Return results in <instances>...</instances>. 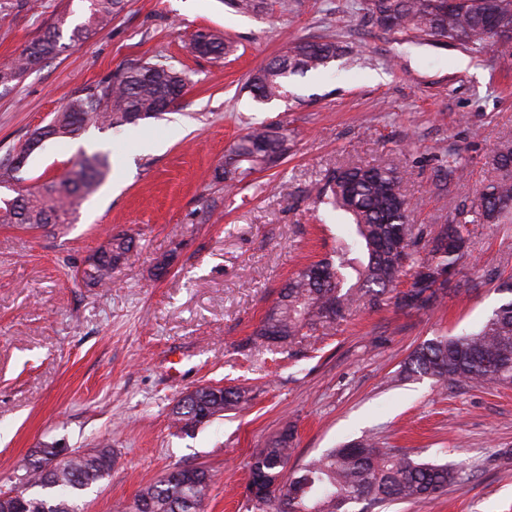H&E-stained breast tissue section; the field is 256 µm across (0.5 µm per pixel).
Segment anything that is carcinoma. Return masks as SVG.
I'll use <instances>...</instances> for the list:
<instances>
[{
	"label": "carcinoma",
	"mask_w": 512,
	"mask_h": 512,
	"mask_svg": "<svg viewBox=\"0 0 512 512\" xmlns=\"http://www.w3.org/2000/svg\"><path fill=\"white\" fill-rule=\"evenodd\" d=\"M87 18L72 30L79 41L112 21L125 8V0H85ZM237 13H258L265 0H227ZM362 10L373 22L391 30L418 36L443 37L471 49H484L500 41L502 28L512 40V0H363ZM65 20L47 28L28 45L17 61L0 67V87L6 88L28 68L58 55ZM202 42L204 55L215 59L232 45L211 29L198 31L193 43ZM340 52L333 40H297L261 65L251 75L247 89L259 102L281 101L289 93L290 79L319 71ZM187 84L184 73L164 62L134 63L97 87L76 96L56 113L53 122L31 133L17 151L30 156L34 146L47 138L74 137L86 126L124 127L160 114V101L176 103ZM288 136L270 125L253 127L240 136L215 170V180L232 190L243 179L276 166L288 154ZM441 187L460 179L463 166L448 155ZM491 164L498 177L479 192L474 210L437 228L420 255L411 250L412 205L403 192V177L395 167H338L327 171L316 187L319 201L344 211L351 220L359 257L319 260L301 265L288 279L274 305L252 333L251 343L282 351L333 327L360 306L379 309L388 304L401 310H425L442 304L456 287L452 275L471 261L468 224H512V141L497 146ZM106 156L93 154L58 179L24 195L0 200V224L38 229L49 224H69L78 203L93 194L107 174ZM127 234L112 237L111 247L87 260L80 276L86 286L108 280L121 257L132 247ZM406 276L410 288H394ZM511 298L496 307L473 332L436 336L423 342L404 362L401 376L429 378L436 383L455 381L478 386L512 385V278L500 285ZM252 389L202 385L172 408L174 425L189 431L204 424L207 415L247 404ZM295 429L284 426L278 435L253 456L250 483L257 487L250 499L253 512H367L393 503L433 500L448 486L467 475L462 465L439 464L364 436L331 448L299 468L290 466ZM53 445L36 449L25 469L22 499L11 512H79L77 501L112 470V449L104 445L90 454H79L66 468L48 470ZM214 474L180 479L171 474L146 486L127 512H202ZM361 509H356L357 505Z\"/></svg>",
	"instance_id": "obj_1"
}]
</instances>
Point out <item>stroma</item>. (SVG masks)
I'll use <instances>...</instances> for the list:
<instances>
[{
	"mask_svg": "<svg viewBox=\"0 0 512 512\" xmlns=\"http://www.w3.org/2000/svg\"><path fill=\"white\" fill-rule=\"evenodd\" d=\"M267 3L240 15L224 0H127L91 38L0 89L2 158L117 70L159 59L190 75L161 118L47 139L0 190L9 198L82 156H109V174L74 223L0 226V492L17 486L41 444L85 452L105 442L112 471L80 499L83 512H124L178 466L214 474L204 512H247L252 458L289 423L296 467L364 435L467 463L469 481L388 512H512V387L399 375L425 340L473 330L499 305L498 285L512 275V224L471 225L475 261L441 307L362 308L283 354L245 346L298 264L333 258L349 243L345 215L310 194L327 170L396 167L426 232L474 207L497 176L492 150L512 140V44L477 53L385 31L354 0ZM85 9L84 0H7L0 66L56 20L70 34ZM201 28L223 31L233 54L193 52ZM298 39H331L342 52L326 70L294 77L288 101L253 100L250 73ZM260 123L287 129L291 149L226 192L214 172L235 137ZM451 152L464 175L441 191L437 160ZM119 233L136 243L111 283L75 282ZM203 384L256 393L220 419L177 431L173 406Z\"/></svg>",
	"mask_w": 512,
	"mask_h": 512,
	"instance_id": "1",
	"label": "stroma"
}]
</instances>
